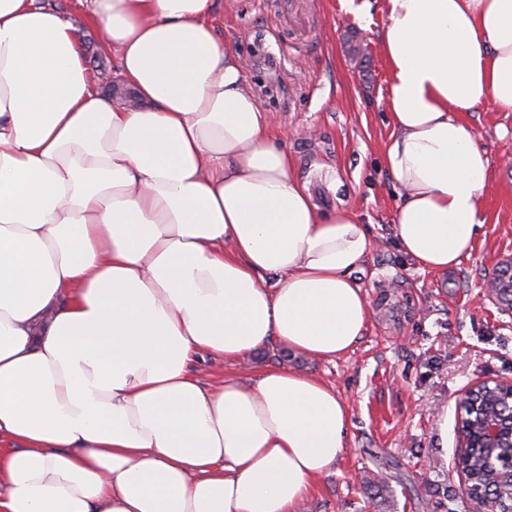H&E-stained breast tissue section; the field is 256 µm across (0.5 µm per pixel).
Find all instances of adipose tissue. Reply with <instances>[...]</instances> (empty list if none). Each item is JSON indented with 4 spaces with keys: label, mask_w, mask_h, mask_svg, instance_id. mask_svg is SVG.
<instances>
[{
    "label": "adipose tissue",
    "mask_w": 512,
    "mask_h": 512,
    "mask_svg": "<svg viewBox=\"0 0 512 512\" xmlns=\"http://www.w3.org/2000/svg\"><path fill=\"white\" fill-rule=\"evenodd\" d=\"M134 104L73 24L0 0V512H296L342 457L330 386L231 366L334 361L374 245L323 213L209 22L213 0H91ZM394 235L420 270L474 250L489 159L460 113L512 112V0H386Z\"/></svg>",
    "instance_id": "ef3b65f1"
}]
</instances>
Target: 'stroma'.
<instances>
[{
  "instance_id": "35a3bbf8",
  "label": "stroma",
  "mask_w": 512,
  "mask_h": 512,
  "mask_svg": "<svg viewBox=\"0 0 512 512\" xmlns=\"http://www.w3.org/2000/svg\"><path fill=\"white\" fill-rule=\"evenodd\" d=\"M73 23L96 74L115 80L116 61L89 22L90 0H37ZM214 0L219 37L247 62L245 82L272 112V136L325 213L346 207L375 247L361 277L370 304L354 350L327 362L277 342L225 367L197 363L203 381L242 382L266 367L303 371L349 405L346 450L299 512H468L455 469L458 402L476 382L512 379V311L484 286L512 256V112L479 107L461 118L489 158L484 223L470 258L445 273L421 271L398 249V202L382 154L393 134L380 102L389 72L379 49L385 0Z\"/></svg>"
}]
</instances>
